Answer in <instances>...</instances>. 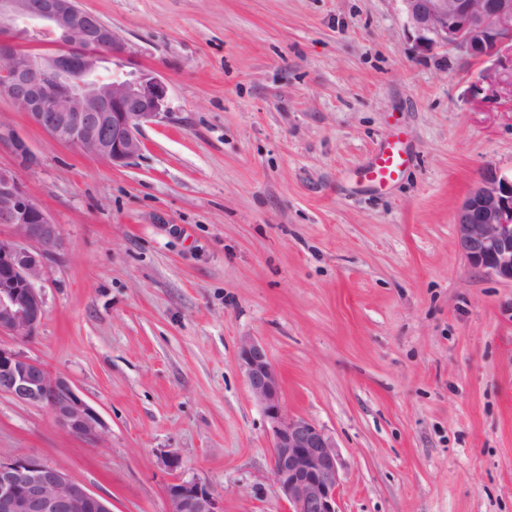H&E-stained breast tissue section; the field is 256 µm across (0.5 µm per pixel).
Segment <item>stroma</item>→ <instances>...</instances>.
Segmentation results:
<instances>
[{
  "label": "stroma",
  "instance_id": "1",
  "mask_svg": "<svg viewBox=\"0 0 512 512\" xmlns=\"http://www.w3.org/2000/svg\"><path fill=\"white\" fill-rule=\"evenodd\" d=\"M79 5L162 75L168 110L115 168L0 100L64 238L20 349L106 425L94 445L0 395V457L112 512H165L181 477L224 512H287L239 368L249 336L289 414L335 439L342 512H512V283L470 268L453 226L484 167L512 173V94L418 54L401 0ZM397 133L411 161L374 191L360 172Z\"/></svg>",
  "mask_w": 512,
  "mask_h": 512
}]
</instances>
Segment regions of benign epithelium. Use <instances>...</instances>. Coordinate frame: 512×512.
Here are the masks:
<instances>
[{"mask_svg": "<svg viewBox=\"0 0 512 512\" xmlns=\"http://www.w3.org/2000/svg\"><path fill=\"white\" fill-rule=\"evenodd\" d=\"M415 48L422 55L448 50L483 64L477 90L512 87V0H401ZM22 18L50 34L67 54L34 60L20 49L28 30ZM129 56L123 38L77 0H0V99L56 141L114 167L141 150L143 125L167 112L168 86L153 70L100 76L103 64ZM15 165H0V338L28 342L45 318L46 260L63 244L60 225L28 193L18 171L38 165L27 141L0 124V148ZM455 248L468 264L512 282V177L486 167L454 214ZM240 370L261 408L271 437V478L287 512H341L336 440L308 419L291 416L282 400L281 374L265 347L240 342ZM41 406L69 434L99 443L105 424L64 377L24 352L0 343V395ZM165 512H224L209 484L179 478L166 492ZM0 512H112L84 483L40 460L0 458Z\"/></svg>", "mask_w": 512, "mask_h": 512, "instance_id": "7a95c632", "label": "benign epithelium"}]
</instances>
